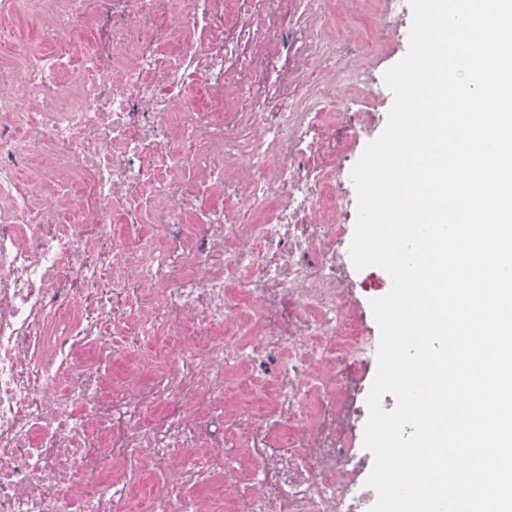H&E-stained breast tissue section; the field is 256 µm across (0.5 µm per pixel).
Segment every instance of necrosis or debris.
<instances>
[{
	"mask_svg": "<svg viewBox=\"0 0 512 512\" xmlns=\"http://www.w3.org/2000/svg\"><path fill=\"white\" fill-rule=\"evenodd\" d=\"M405 12L0 0V512H369L340 183Z\"/></svg>",
	"mask_w": 512,
	"mask_h": 512,
	"instance_id": "1",
	"label": "necrosis or debris"
}]
</instances>
